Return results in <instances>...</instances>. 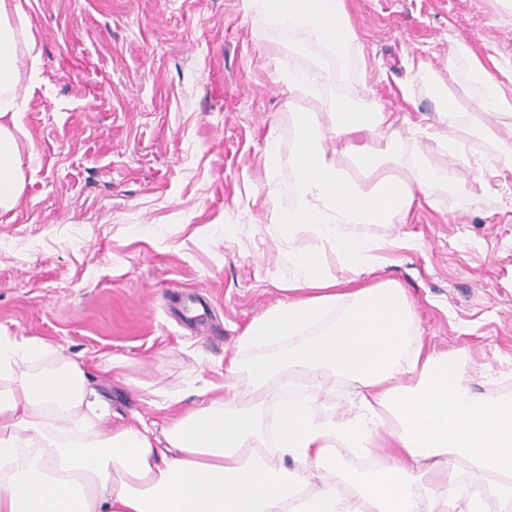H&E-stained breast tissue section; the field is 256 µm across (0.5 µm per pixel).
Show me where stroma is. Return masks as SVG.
<instances>
[{
	"instance_id": "35a3bbf8",
	"label": "stroma",
	"mask_w": 512,
	"mask_h": 512,
	"mask_svg": "<svg viewBox=\"0 0 512 512\" xmlns=\"http://www.w3.org/2000/svg\"><path fill=\"white\" fill-rule=\"evenodd\" d=\"M360 52L341 84L287 102L244 0H26L35 38L21 55L18 138L26 187L0 217V332L36 338L82 362L113 421L164 422L223 384L239 336L278 302L292 273L268 222L263 150L295 143L296 115L326 121L344 97L400 115L396 145L441 169L421 131L438 123L422 78L447 82L461 108L439 125L483 184L434 191L375 273L357 276L324 251L348 289L394 282L429 348L466 358L474 390L512 380V114L484 112L469 58L497 61L512 97V0H344ZM468 52L452 55L455 44ZM119 359L102 371L101 362Z\"/></svg>"
}]
</instances>
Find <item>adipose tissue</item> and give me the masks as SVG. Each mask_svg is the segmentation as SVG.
Instances as JSON below:
<instances>
[{"label":"adipose tissue","instance_id":"ef3b65f1","mask_svg":"<svg viewBox=\"0 0 512 512\" xmlns=\"http://www.w3.org/2000/svg\"><path fill=\"white\" fill-rule=\"evenodd\" d=\"M253 21L275 31V59L291 99L313 96V82L338 80L294 66L291 49L309 45L336 61L355 49L343 0H250ZM21 0H0V216L25 188L16 137L21 131L19 49L10 16ZM392 115L378 102L364 108L340 99L328 123L297 116L296 140L282 157L275 136L264 148L267 174L289 164L294 201L277 208L272 233L288 241L294 275L281 302L241 336L226 369L225 392L244 376L251 398L229 402L201 388L205 404L170 416L102 427L106 401L82 365L41 341L0 336V512H482L481 499L454 490L441 468L467 464L486 494L512 512V396L488 397L465 377L459 356L428 351L415 313L390 281L342 292L317 252L297 247L307 235L356 273H372L387 240L359 234L358 224L404 221L453 174L389 145L359 153L352 136L385 134ZM356 165L363 181L348 177ZM250 361H243V354ZM304 382L308 398L279 403L277 456L263 451V412L278 393ZM350 389L352 410L321 413L330 386ZM56 414L80 432L59 440L45 418ZM336 448H358L376 469L338 475ZM291 457L288 469L281 458Z\"/></svg>","mask_w":512,"mask_h":512}]
</instances>
